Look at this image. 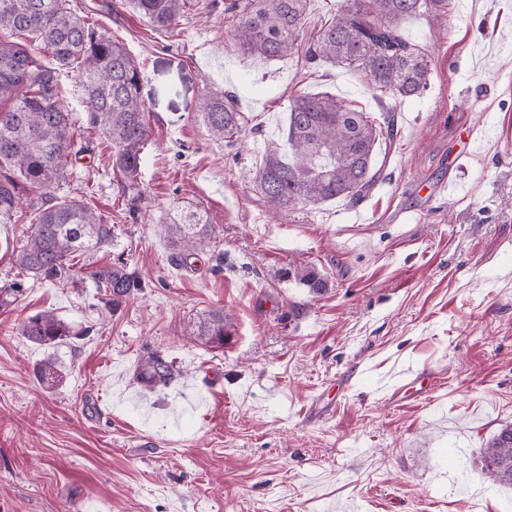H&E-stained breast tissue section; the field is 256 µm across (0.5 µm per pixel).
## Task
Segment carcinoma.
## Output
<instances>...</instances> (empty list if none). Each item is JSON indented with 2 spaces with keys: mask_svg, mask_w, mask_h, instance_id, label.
Returning a JSON list of instances; mask_svg holds the SVG:
<instances>
[{
  "mask_svg": "<svg viewBox=\"0 0 512 512\" xmlns=\"http://www.w3.org/2000/svg\"><path fill=\"white\" fill-rule=\"evenodd\" d=\"M310 0H244L234 42L244 56L281 58L298 52ZM444 0H343L333 21L311 43L312 62H330L364 76L373 87L395 97L420 94L429 83L431 64L425 51L400 32L402 21L435 9ZM186 0H129L152 25L169 29L179 23ZM19 36L0 40V221L30 210L33 230L15 251V264L36 278L62 281L71 261L113 244L114 225L81 201L48 193L67 178L74 152L69 113L58 96L62 70L77 69L81 102L89 125L103 131L112 145V171L128 192L136 188L143 152L150 140L146 108L140 96L139 65L128 49L75 14L69 0H0V30ZM200 114L208 135L230 140L242 132V116L233 98L206 94ZM395 117L359 111L329 94L291 99L287 117L288 151L268 146L257 186L269 212L277 217L297 206L339 198L358 203L381 175L377 149L394 144ZM44 189L32 200L31 191ZM175 261L186 266L214 226L199 212L180 215L163 225ZM88 276L111 296L112 306L141 289V281L122 259ZM286 278L300 281L311 294L326 289L310 267H290ZM24 294L15 280L0 287V309ZM224 310L203 312L193 336L205 345H224ZM18 332L28 341L53 348L74 335L57 314L29 317ZM171 362L148 353L138 379L154 389L174 378ZM492 481L512 486V424L503 426L482 453Z\"/></svg>",
  "mask_w": 512,
  "mask_h": 512,
  "instance_id": "carcinoma-1",
  "label": "carcinoma"
}]
</instances>
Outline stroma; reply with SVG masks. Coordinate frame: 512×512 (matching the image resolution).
<instances>
[{
	"mask_svg": "<svg viewBox=\"0 0 512 512\" xmlns=\"http://www.w3.org/2000/svg\"><path fill=\"white\" fill-rule=\"evenodd\" d=\"M206 2L159 31L124 0H71L138 62L151 138L133 215L111 144L63 74L85 151L54 193L114 224L116 246L90 264L121 256L143 289L108 309L91 280L29 278L0 310V512H512V488L480 461L512 423V0H448L404 21L431 75L403 100L301 52L243 56L238 14ZM207 92L233 96L237 140L208 136ZM304 93L393 112L397 136L365 199L274 221L256 177ZM441 180L445 197L416 191ZM190 209L214 234L179 266L158 226ZM30 227L0 223V286L17 279ZM288 267L314 268L326 291L283 278ZM213 308L220 348L189 339ZM43 310L80 332L51 351V384L39 373L51 352L18 333ZM151 351L176 371L152 391L137 379ZM410 369L439 380L391 400Z\"/></svg>",
	"mask_w": 512,
	"mask_h": 512,
	"instance_id": "obj_1",
	"label": "stroma"
}]
</instances>
